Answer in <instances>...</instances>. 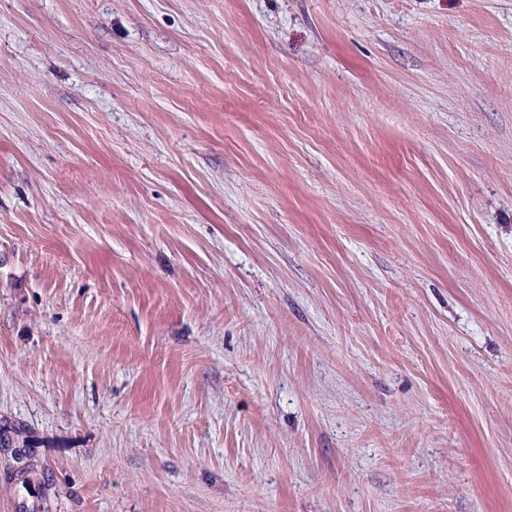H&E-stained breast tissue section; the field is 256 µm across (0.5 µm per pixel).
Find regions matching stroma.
Masks as SVG:
<instances>
[{
  "instance_id": "1",
  "label": "stroma",
  "mask_w": 512,
  "mask_h": 512,
  "mask_svg": "<svg viewBox=\"0 0 512 512\" xmlns=\"http://www.w3.org/2000/svg\"><path fill=\"white\" fill-rule=\"evenodd\" d=\"M0 512H512V0H0Z\"/></svg>"
}]
</instances>
